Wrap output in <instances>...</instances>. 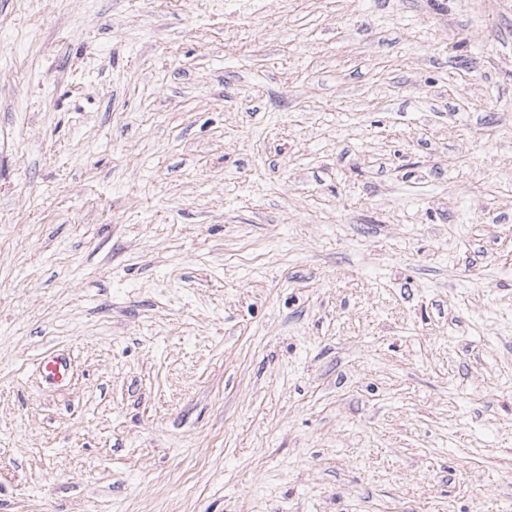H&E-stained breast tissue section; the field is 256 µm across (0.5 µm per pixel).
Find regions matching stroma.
Instances as JSON below:
<instances>
[{"label":"stroma","instance_id":"obj_1","mask_svg":"<svg viewBox=\"0 0 512 512\" xmlns=\"http://www.w3.org/2000/svg\"><path fill=\"white\" fill-rule=\"evenodd\" d=\"M0 512H512V0H0ZM40 367L49 380L66 383L69 379L71 362L63 354L50 353L42 358Z\"/></svg>","mask_w":512,"mask_h":512}]
</instances>
